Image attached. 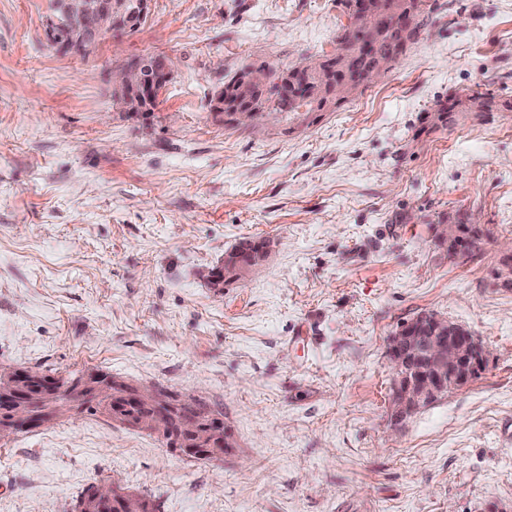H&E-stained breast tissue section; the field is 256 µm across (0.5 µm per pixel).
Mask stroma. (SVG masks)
Instances as JSON below:
<instances>
[{"label":"stroma","instance_id":"35a3bbf8","mask_svg":"<svg viewBox=\"0 0 512 512\" xmlns=\"http://www.w3.org/2000/svg\"><path fill=\"white\" fill-rule=\"evenodd\" d=\"M424 39L336 110L226 125L249 63L334 52L338 0H150L90 53L46 37L50 0H0V370L103 372L193 392L222 461L87 413L0 442V512H74L114 481L155 512H512V112L432 129L451 94L512 100V0H430ZM166 56L152 112L113 103ZM465 212L482 256L436 225ZM267 256L216 286L240 241ZM434 312L487 350L478 378L392 416L387 345Z\"/></svg>","mask_w":512,"mask_h":512}]
</instances>
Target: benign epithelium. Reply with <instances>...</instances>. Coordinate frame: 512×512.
<instances>
[{"mask_svg":"<svg viewBox=\"0 0 512 512\" xmlns=\"http://www.w3.org/2000/svg\"><path fill=\"white\" fill-rule=\"evenodd\" d=\"M72 19L75 32L94 41L112 27V0L94 8L83 0H64L54 21L66 25ZM417 320L427 324L429 335L415 336L407 324L390 338L388 347L395 371L393 416L398 421L445 392L466 385L486 355L471 332L435 314H423Z\"/></svg>","mask_w":512,"mask_h":512,"instance_id":"benign-epithelium-1","label":"benign epithelium"}]
</instances>
